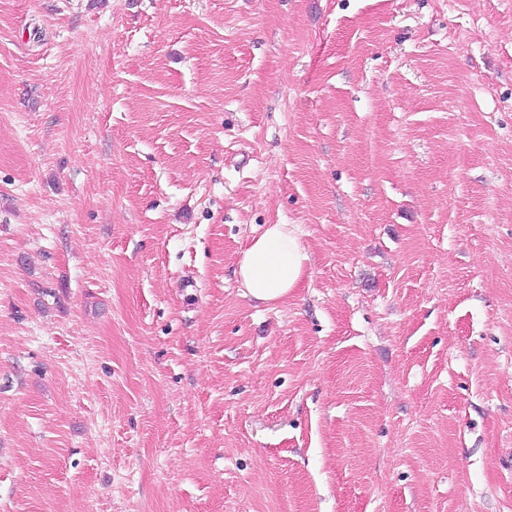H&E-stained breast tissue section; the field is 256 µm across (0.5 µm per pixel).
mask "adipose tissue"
<instances>
[{
	"instance_id": "1",
	"label": "adipose tissue",
	"mask_w": 512,
	"mask_h": 512,
	"mask_svg": "<svg viewBox=\"0 0 512 512\" xmlns=\"http://www.w3.org/2000/svg\"><path fill=\"white\" fill-rule=\"evenodd\" d=\"M308 262L295 225L269 224L243 251L237 272L249 297L274 304L301 286Z\"/></svg>"
}]
</instances>
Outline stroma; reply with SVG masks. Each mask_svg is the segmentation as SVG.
Wrapping results in <instances>:
<instances>
[{
  "mask_svg": "<svg viewBox=\"0 0 512 512\" xmlns=\"http://www.w3.org/2000/svg\"><path fill=\"white\" fill-rule=\"evenodd\" d=\"M0 512H512V0H0ZM309 256L294 224H267L243 251L238 276L246 294L264 303H279L300 288Z\"/></svg>",
  "mask_w": 512,
  "mask_h": 512,
  "instance_id": "1",
  "label": "stroma"
}]
</instances>
